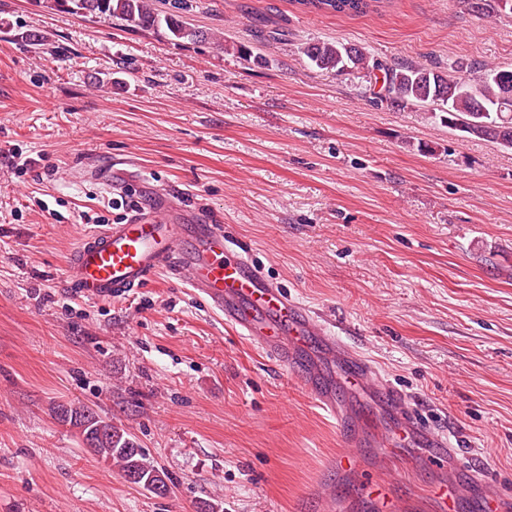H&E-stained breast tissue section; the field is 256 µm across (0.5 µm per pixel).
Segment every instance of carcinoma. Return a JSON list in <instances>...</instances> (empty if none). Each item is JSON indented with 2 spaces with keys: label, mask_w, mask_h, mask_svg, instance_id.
Segmentation results:
<instances>
[{
  "label": "carcinoma",
  "mask_w": 512,
  "mask_h": 512,
  "mask_svg": "<svg viewBox=\"0 0 512 512\" xmlns=\"http://www.w3.org/2000/svg\"><path fill=\"white\" fill-rule=\"evenodd\" d=\"M293 2L311 12L343 15H363L384 4V0ZM53 7L74 15L116 19L134 29L164 28L176 42H198L205 36L183 20L187 0H171L169 11L163 15L154 10L149 0H53ZM304 54L315 67L337 74L368 66L362 48L337 41L310 42ZM372 69L382 72V76L375 77L380 84V103L397 109L408 104L435 106L437 111L431 117L462 136L512 150V69L476 64L437 70L403 61L391 65L375 63ZM53 413L59 422L78 429L83 445L98 457L115 463L124 478H134V484L156 495L169 493L167 476L124 428L85 407L60 404L53 408Z\"/></svg>",
  "instance_id": "cac0c4a2"
}]
</instances>
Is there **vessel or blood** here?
Returning a JSON list of instances; mask_svg holds the SVG:
<instances>
[{
  "label": "vessel or blood",
  "instance_id": "vessel-or-blood-1",
  "mask_svg": "<svg viewBox=\"0 0 512 512\" xmlns=\"http://www.w3.org/2000/svg\"><path fill=\"white\" fill-rule=\"evenodd\" d=\"M172 270L226 324L239 330L276 364L287 367L304 390L336 421L346 449L334 457L343 489L336 512H390L399 495L386 480L384 451L427 448L438 470L427 497L431 512H457L453 493L468 484L482 512H512V501L485 492L486 481L467 461H453L444 434L425 426L405 395L381 380L364 356L329 335L312 313L268 280L247 253L230 245L223 225L202 213L184 217L163 193L146 198L122 222L89 233L65 263V283L82 299L109 301L144 287Z\"/></svg>",
  "mask_w": 512,
  "mask_h": 512
}]
</instances>
